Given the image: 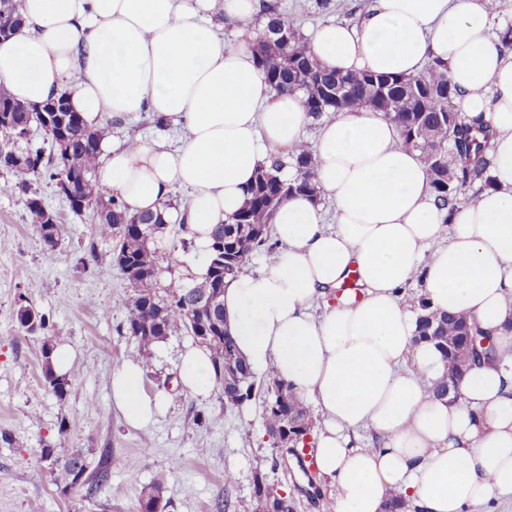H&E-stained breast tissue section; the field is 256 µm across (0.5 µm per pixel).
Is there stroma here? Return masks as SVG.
Masks as SVG:
<instances>
[{"instance_id": "35a3bbf8", "label": "stroma", "mask_w": 512, "mask_h": 512, "mask_svg": "<svg viewBox=\"0 0 512 512\" xmlns=\"http://www.w3.org/2000/svg\"><path fill=\"white\" fill-rule=\"evenodd\" d=\"M43 203L68 224V240L51 250L43 244L27 209L26 193L0 194V512H139L142 494L158 473H169L161 495L166 512H217L229 500V512H252L256 472L292 498L294 512H323L335 489L315 466H303L304 452L273 448L262 420L266 375L255 378V395L244 407L229 405L221 390L200 401L178 376L180 355L193 339L179 332L158 344L146 369L149 395L167 398L166 415L139 430L125 424L112 404V373L136 355L135 340L119 325L132 290L108 266L110 235L90 215L71 212L54 183L31 182ZM96 242L98 262L78 263L89 242ZM37 284L34 306L49 320V335L74 351L65 398L41 384L43 340L21 331L18 297ZM66 435H59L60 422ZM81 449L97 465L102 449L112 451L111 479L93 499L73 488L61 493L40 458L48 444ZM151 454H144V447ZM234 482L225 485V473Z\"/></svg>"}]
</instances>
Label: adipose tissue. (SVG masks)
<instances>
[{
  "label": "adipose tissue",
  "mask_w": 512,
  "mask_h": 512,
  "mask_svg": "<svg viewBox=\"0 0 512 512\" xmlns=\"http://www.w3.org/2000/svg\"><path fill=\"white\" fill-rule=\"evenodd\" d=\"M23 22L0 40V84L36 105L68 91L92 128L147 111L177 143L104 139L95 172L128 215L162 213L197 247L245 202L260 168L280 175L304 142L301 95L272 90L255 61L263 0H19ZM499 0H370L355 23L313 29L322 68L417 73L445 64L457 105L497 131L494 185L468 206L436 201L418 152L368 107L322 121L316 182L333 205L296 196L273 217L274 261L224 290V320L258 374H275L312 401L319 427L311 454L336 487L333 512H384L400 497L410 512H478L512 495V52L491 32ZM222 10L232 36L208 21ZM185 205L167 202L174 187ZM362 288L338 301L348 275ZM420 281L430 310L465 315L499 351L473 365L457 394L436 397L446 371L419 338L420 311L402 292ZM183 385L207 398L217 385L209 351L180 357ZM144 364L112 373V402L136 428L153 424L164 398L143 388Z\"/></svg>",
  "instance_id": "ef3b65f1"
}]
</instances>
